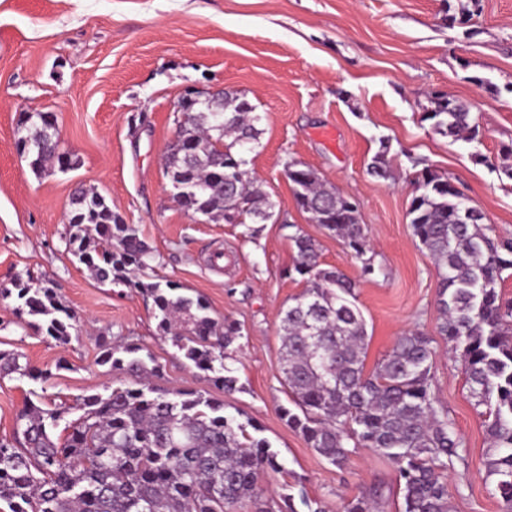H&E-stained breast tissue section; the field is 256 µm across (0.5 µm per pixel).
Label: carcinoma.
Segmentation results:
<instances>
[{
    "label": "carcinoma",
    "instance_id": "cac0c4a2",
    "mask_svg": "<svg viewBox=\"0 0 512 512\" xmlns=\"http://www.w3.org/2000/svg\"><path fill=\"white\" fill-rule=\"evenodd\" d=\"M440 134L472 141L478 125L462 102L438 99L428 113ZM261 117L243 95L224 92L213 106L191 105L179 120L178 143L165 156L176 198L189 211L229 224H262L272 214L267 193L245 169V153L259 145ZM19 139L30 166H73L61 150L56 127L42 113L27 115ZM305 171L296 182L302 210L339 237L362 262V275L376 269L366 257L368 236L347 196ZM410 224L440 270L439 334L460 352L470 398L486 407L491 454L487 476L512 512V299L498 286L512 271V239H493L479 210L468 206L448 177L425 167ZM69 245L99 282L122 284L152 298L157 331L197 368L216 374L231 392L238 378L226 364V349L239 337L233 323L209 315L201 298L172 295V281L146 282L153 254L135 224H126L106 199L85 189L72 198L66 218ZM295 271L308 286L282 312V373L289 406L282 417L318 454L337 468L352 449L370 448L396 469L403 512H452L443 471L462 440L431 393L433 351L429 337L412 332L398 338L374 372L364 371L365 319L355 304L356 282L318 262L316 243L296 230ZM14 296L21 314L37 318V332L60 343L71 337L75 314L53 285L19 281L0 289ZM134 345H102L99 363L139 380L103 396L82 398L83 414L59 441L51 429L66 409L33 403L15 418V432L0 438V501L10 512H235L249 500L256 512H282L258 484L266 470L280 471L278 454L263 438L225 414L224 403L192 389L174 392L153 383L161 374ZM0 352V378L42 373ZM377 487L343 505V512H378Z\"/></svg>",
    "mask_w": 512,
    "mask_h": 512
}]
</instances>
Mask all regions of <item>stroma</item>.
Returning a JSON list of instances; mask_svg holds the SVG:
<instances>
[{
  "instance_id": "obj_1",
  "label": "stroma",
  "mask_w": 512,
  "mask_h": 512,
  "mask_svg": "<svg viewBox=\"0 0 512 512\" xmlns=\"http://www.w3.org/2000/svg\"><path fill=\"white\" fill-rule=\"evenodd\" d=\"M470 0H0V288L50 280L77 315L67 343L19 323L0 299V350L22 353L47 379H0V437L27 403L66 404L131 384L98 362L100 337L141 347L161 366L158 385L188 387L253 419L284 469L261 475L276 498L306 496L340 512L345 500L381 488L380 512H401L393 465L359 448L345 468L310 448L280 414V312L306 282L289 237L300 229L322 267L356 279L373 370L407 331L431 340V391L464 447L448 462L452 512H502L486 476L484 407L468 394L463 361L438 333L439 269L410 224L417 175H447L484 215L491 237H512V0H480L478 16L449 25ZM240 93L261 117V144L247 155L280 216L267 224L194 221L173 197L163 156L187 91ZM469 103L479 140L438 134L432 96ZM52 114L74 168L32 171L18 148L25 113ZM384 153L389 178L368 168ZM297 161L353 196L370 242L373 276L344 243L297 204L284 164ZM102 195L154 251L152 280L202 298L235 323L229 349L237 390L215 387L169 338L158 335L151 298L97 281L66 249L75 187Z\"/></svg>"
}]
</instances>
